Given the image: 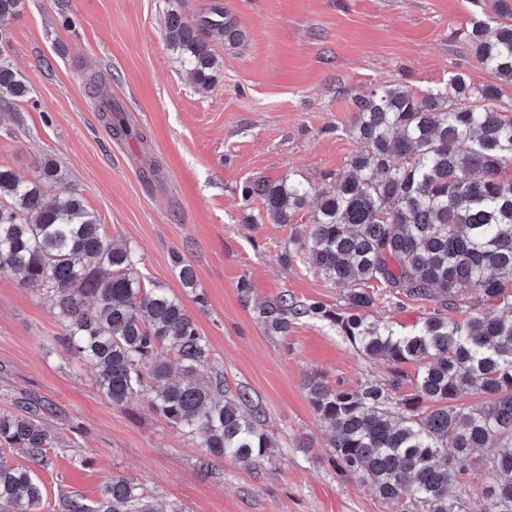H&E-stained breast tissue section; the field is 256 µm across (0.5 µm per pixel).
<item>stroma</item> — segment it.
Returning a JSON list of instances; mask_svg holds the SVG:
<instances>
[{"mask_svg": "<svg viewBox=\"0 0 512 512\" xmlns=\"http://www.w3.org/2000/svg\"><path fill=\"white\" fill-rule=\"evenodd\" d=\"M195 19L220 7L237 35L213 41L220 67L196 85L166 45L173 6ZM491 0H24L0 23L7 54L30 90L0 99V166L34 178L41 158L64 179L48 195L81 192L108 239L136 252L135 276L171 289L211 344L204 375L228 392L247 390L278 448L253 469L212 459L200 469L198 438L147 402L113 406L94 370L58 343L61 327L44 295L0 272V410L27 397L48 405L60 440L39 512H65L72 497L91 512L104 485L134 480L156 504L185 512H401L371 483L331 463L329 430L303 383L320 374L334 389L387 385L388 366L362 356L329 321L296 320L267 333L258 307L280 293L337 310L343 291L319 276L290 242L293 224H246L241 190L294 173L323 186L362 149L352 132L355 99L399 82L418 96L463 71L495 81L464 40ZM106 80L131 133L112 135L90 76ZM196 272L206 305L183 288L172 256ZM248 280L249 298L238 284ZM422 301L380 299L373 318L400 332L430 314Z\"/></svg>", "mask_w": 512, "mask_h": 512, "instance_id": "35a3bbf8", "label": "stroma"}]
</instances>
